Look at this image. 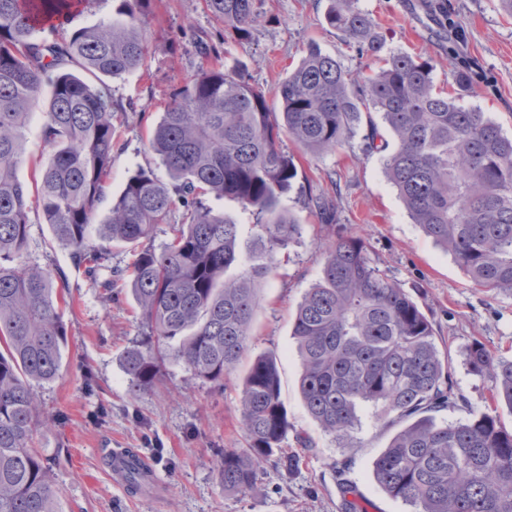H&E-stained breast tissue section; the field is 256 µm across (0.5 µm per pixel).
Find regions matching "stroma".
Listing matches in <instances>:
<instances>
[{"mask_svg":"<svg viewBox=\"0 0 512 512\" xmlns=\"http://www.w3.org/2000/svg\"><path fill=\"white\" fill-rule=\"evenodd\" d=\"M428 0H359L358 6L377 24L385 51L432 59L437 89L453 93L449 76L455 65L448 55V34L429 15ZM462 25L464 57L475 62L485 81L461 97L495 119L512 135V17L498 0H448ZM330 0H260L258 15L246 39L231 37L205 0H151L150 22L143 30L149 57L143 67L111 79L121 108L116 115L120 146L112 152L105 195L96 211L104 222L112 200L139 167H155L148 132L170 94L190 83L204 58L201 46L220 56L227 72L242 73L260 87L271 108H278V87L297 65L309 44L340 59L351 71L367 70L369 57L347 48L324 16ZM43 103H36L26 129V152L18 177L32 185L35 165L50 150L41 133ZM384 155L365 151L355 135L338 154L298 159V177L283 205L302 226L300 235L280 250L275 274L260 291L248 357L273 354L278 362L281 397L290 428L281 446L300 456L288 472L266 467L248 495L225 493L213 461L227 448H240L239 389L247 371L239 365L223 387L195 379L181 363H168L153 388L130 398L122 356L142 334L129 292L105 302L71 251L57 243L39 211H31L28 246L31 264L60 276L69 288L62 309L68 329L61 376L39 389L42 416L58 420L51 432L38 434L37 447L51 459V474L61 512H340V498L330 469L346 462L349 477L367 501V512H412L371 479V460L389 443L393 429L378 426L363 412L361 426L348 444L324 433L309 416L298 387L300 360L292 336L296 309L319 279L326 245L336 235L364 239L368 257L411 294L432 320L435 340L446 351L452 377L469 401L491 408L489 381L470 372L465 350L480 340L496 355L512 358V294L471 288L452 255L413 224L383 167ZM330 196L336 221L326 226L310 198ZM239 226L242 271L253 247L259 216L237 201L207 198ZM496 408V407H493ZM502 426L512 431V412L496 408ZM132 448L154 470L156 485L134 493L112 473L111 450Z\"/></svg>","mask_w":512,"mask_h":512,"instance_id":"1","label":"stroma"}]
</instances>
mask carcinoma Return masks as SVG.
Listing matches in <instances>:
<instances>
[{"label": "carcinoma", "mask_w": 512, "mask_h": 512, "mask_svg": "<svg viewBox=\"0 0 512 512\" xmlns=\"http://www.w3.org/2000/svg\"><path fill=\"white\" fill-rule=\"evenodd\" d=\"M75 2L0 0V512H60L49 459L32 443L55 423L39 416L35 388L59 377L67 329L58 303L65 298L49 270L22 260L34 207L107 299L114 280L128 278L144 328L122 358L134 397L171 361L221 387L248 349L259 285L301 230L282 205L298 176L295 156L282 147L285 134L300 151L323 155L344 149L365 124V149L383 151L387 145H375L372 113L379 114L396 141L384 170L412 223L453 255L474 287L512 293V138L480 109L436 89L431 62L380 56L376 22L358 0H332L325 20L349 47L377 59L376 70L354 75L312 45L282 81L273 112L261 90L210 62L170 97L150 132L149 149L167 178L138 168L109 218L92 228L119 137L118 103L104 78L145 65L141 29L150 0H120L118 19L61 38L41 36L55 32L53 21L68 17ZM255 3L207 0V8L243 39ZM450 78L468 92L481 76L460 60ZM46 85L51 99L41 132L53 154L32 199L16 168L30 105ZM207 195L264 217L250 264L234 278L225 272L239 260L237 225L208 207ZM178 201L182 219L173 224ZM160 224L170 225V242L139 251L130 272L99 279L112 247L148 239ZM93 232L96 246L89 245ZM292 336L302 365L299 391L324 433L349 440L365 409L384 428L407 423L371 464L387 495L416 512H512V432L457 388L431 321L371 263L361 238L341 236L325 250ZM467 356L471 370L491 383L495 403L512 410V360L480 341ZM240 404L246 447L224 449L215 467L225 492L245 495L264 463L290 471L299 463L280 448L289 422L275 356L251 362ZM458 407L467 410L463 420L435 417ZM332 469L341 512H363L356 487L340 467Z\"/></svg>", "instance_id": "obj_1"}]
</instances>
